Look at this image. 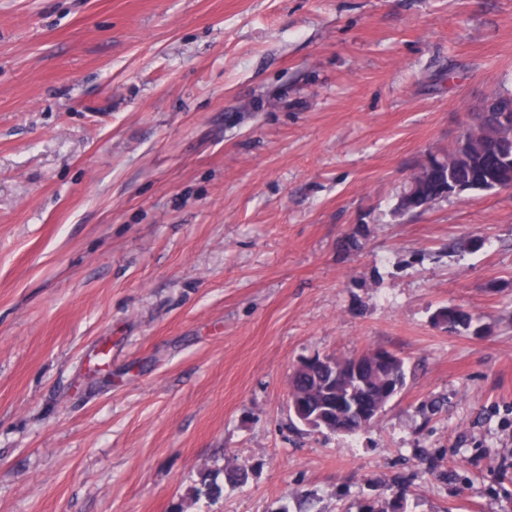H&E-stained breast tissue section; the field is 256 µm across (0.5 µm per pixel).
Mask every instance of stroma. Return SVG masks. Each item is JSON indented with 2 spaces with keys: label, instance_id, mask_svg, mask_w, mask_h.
<instances>
[{
  "label": "stroma",
  "instance_id": "1",
  "mask_svg": "<svg viewBox=\"0 0 512 512\" xmlns=\"http://www.w3.org/2000/svg\"><path fill=\"white\" fill-rule=\"evenodd\" d=\"M506 90L512 0H0V512H512V190L393 213ZM369 349L368 428L293 421ZM435 325L443 326L450 332H473L481 330L477 326V319L467 310L460 306H443L436 309L432 315ZM368 350L360 355L337 358L326 357L336 361V371H342L355 358L369 359L375 366L365 376L363 383L352 386V391L340 389L331 385L333 370L323 368V364L314 362L305 368L298 369L293 376L294 394L304 399L312 410L329 409L333 421L328 429L330 433L353 434L370 423L383 411L390 400L397 395L405 385V361L393 352L392 361H378L375 352ZM361 362L356 359L349 368V373L358 379ZM350 395L351 400L367 406L370 414L359 417L339 409L341 402ZM336 409L338 410L336 414ZM367 427V426H366Z\"/></svg>",
  "mask_w": 512,
  "mask_h": 512
}]
</instances>
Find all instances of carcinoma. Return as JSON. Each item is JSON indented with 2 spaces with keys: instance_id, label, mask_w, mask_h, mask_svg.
<instances>
[{
  "instance_id": "1",
  "label": "carcinoma",
  "mask_w": 512,
  "mask_h": 512,
  "mask_svg": "<svg viewBox=\"0 0 512 512\" xmlns=\"http://www.w3.org/2000/svg\"><path fill=\"white\" fill-rule=\"evenodd\" d=\"M471 131L455 147L441 157L431 156L434 175L405 185L396 214L426 211L453 196L474 191L501 190L512 185V92H499L486 97L480 110L469 123ZM435 325L450 332H477V319L460 306H443L433 313ZM360 357L374 362L362 383L352 390L331 385L333 370L341 371L354 357L336 359V368H323L314 362L298 369L293 376L296 397L305 400L313 410L333 412L330 433L353 434L370 424L405 385V361L392 354V361L377 360L375 351ZM405 497L396 494L378 505H366L363 512H406Z\"/></svg>"
}]
</instances>
